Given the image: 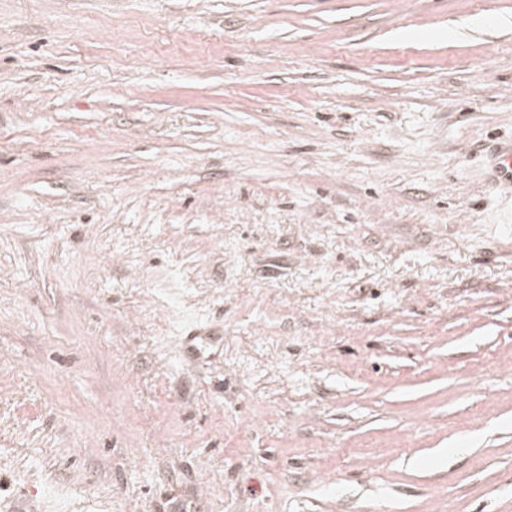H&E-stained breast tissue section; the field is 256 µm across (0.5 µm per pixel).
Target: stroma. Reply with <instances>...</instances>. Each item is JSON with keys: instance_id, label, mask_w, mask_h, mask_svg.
Returning <instances> with one entry per match:
<instances>
[{"instance_id": "1", "label": "stroma", "mask_w": 512, "mask_h": 512, "mask_svg": "<svg viewBox=\"0 0 512 512\" xmlns=\"http://www.w3.org/2000/svg\"><path fill=\"white\" fill-rule=\"evenodd\" d=\"M498 138L512 0H0V512H512ZM223 349L224 332L212 328H199L188 334L182 358L187 362L200 358L211 360Z\"/></svg>"}]
</instances>
